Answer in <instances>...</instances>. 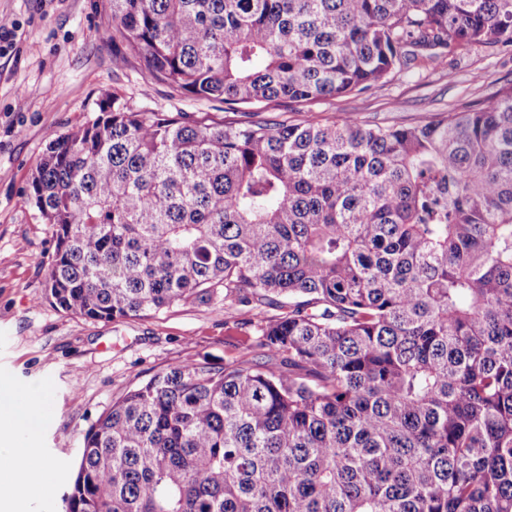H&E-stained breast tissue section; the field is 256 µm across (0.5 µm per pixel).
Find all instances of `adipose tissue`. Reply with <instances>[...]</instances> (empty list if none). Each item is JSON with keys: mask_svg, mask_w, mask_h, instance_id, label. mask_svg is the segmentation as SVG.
<instances>
[{"mask_svg": "<svg viewBox=\"0 0 512 512\" xmlns=\"http://www.w3.org/2000/svg\"><path fill=\"white\" fill-rule=\"evenodd\" d=\"M40 392L32 391L18 396L14 388L0 383V512H13L20 496L37 497L42 484L22 485L19 472L25 465H42L36 449L24 448L16 443L21 435H33L43 419L38 405Z\"/></svg>", "mask_w": 512, "mask_h": 512, "instance_id": "adipose-tissue-1", "label": "adipose tissue"}]
</instances>
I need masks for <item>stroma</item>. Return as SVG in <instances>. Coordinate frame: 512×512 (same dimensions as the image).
Wrapping results in <instances>:
<instances>
[{"mask_svg": "<svg viewBox=\"0 0 512 512\" xmlns=\"http://www.w3.org/2000/svg\"><path fill=\"white\" fill-rule=\"evenodd\" d=\"M1 16L19 31L14 48L0 54V380L25 392L42 389L49 411L34 436L19 440L49 464L45 475L22 470V483L44 481L45 493L21 499L19 512H65L83 435L99 414L171 365L238 355L252 314L218 298L106 322L50 303L45 284L53 229L26 200L49 142L95 116L98 102L115 93L135 108L159 112L201 116L213 105L150 81L138 59L113 46L110 0H0ZM511 81L512 54L478 45L307 113L271 104L267 114L292 123L351 114L364 124L411 126L461 110Z\"/></svg>", "mask_w": 512, "mask_h": 512, "instance_id": "obj_1", "label": "stroma"}]
</instances>
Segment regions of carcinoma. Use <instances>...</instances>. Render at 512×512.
<instances>
[{
  "label": "carcinoma",
  "mask_w": 512,
  "mask_h": 512,
  "mask_svg": "<svg viewBox=\"0 0 512 512\" xmlns=\"http://www.w3.org/2000/svg\"><path fill=\"white\" fill-rule=\"evenodd\" d=\"M171 91L259 109L364 91L474 45L512 0H111ZM27 201L52 304L119 321L261 313L83 437L67 512H512V84L414 126L247 122L123 95L52 140Z\"/></svg>",
  "instance_id": "1"
}]
</instances>
